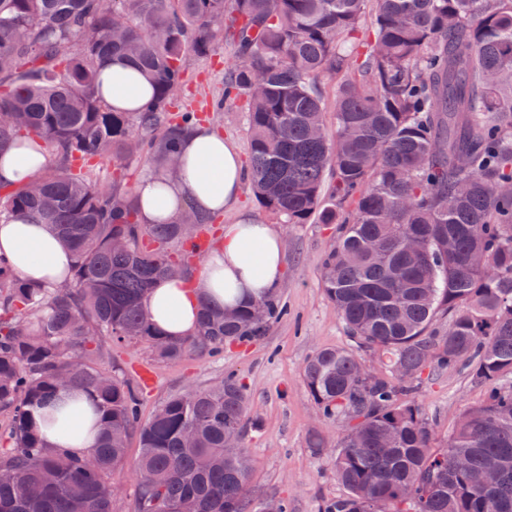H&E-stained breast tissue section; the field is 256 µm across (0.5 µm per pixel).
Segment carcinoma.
Here are the masks:
<instances>
[{
  "instance_id": "cac0c4a2",
  "label": "carcinoma",
  "mask_w": 512,
  "mask_h": 512,
  "mask_svg": "<svg viewBox=\"0 0 512 512\" xmlns=\"http://www.w3.org/2000/svg\"><path fill=\"white\" fill-rule=\"evenodd\" d=\"M223 43L214 108L247 113L255 197L282 224L336 225L322 286L353 348H317L302 369L319 414L344 423L330 455L344 493L321 512H512V0H0V153L38 138L55 158L0 185V223L45 224L74 256L51 288L0 258V512H112L133 435L134 512H261L239 378L144 421L142 387L94 361L106 341L215 356L286 315L270 297L205 306L193 335L164 337L144 302L212 249L209 217L142 224L124 166L91 177L105 157L169 170L202 121L171 111L186 51ZM114 58L152 89L139 112L96 95ZM362 352L380 365L368 377ZM458 366L486 392L441 448L415 392ZM70 389L99 417L82 456L48 449L32 416Z\"/></svg>"
}]
</instances>
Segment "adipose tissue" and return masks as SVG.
Segmentation results:
<instances>
[{
  "label": "adipose tissue",
  "mask_w": 512,
  "mask_h": 512,
  "mask_svg": "<svg viewBox=\"0 0 512 512\" xmlns=\"http://www.w3.org/2000/svg\"><path fill=\"white\" fill-rule=\"evenodd\" d=\"M99 94L114 108L135 112L150 98L148 84L126 62L107 63ZM177 176L159 172L143 177L137 188L139 219L144 224H168L186 209L203 214H232L220 246L210 253L200 273L186 280H156L146 302L151 319L169 338L193 333L202 305L234 307L272 295L283 274L279 233L250 212L240 210L244 166L235 144L205 123L197 124L182 140ZM52 155L46 146L24 142L0 157V183L18 185L44 172ZM0 256L21 278L46 284L62 283L72 265L70 250L42 224L19 218L0 224ZM53 408L38 410L46 443L72 456L93 445L97 417L88 400L69 414L64 425L49 423Z\"/></svg>",
  "instance_id": "1"
}]
</instances>
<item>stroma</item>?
Segmentation results:
<instances>
[{"instance_id":"35a3bbf8","label":"stroma","mask_w":512,"mask_h":512,"mask_svg":"<svg viewBox=\"0 0 512 512\" xmlns=\"http://www.w3.org/2000/svg\"><path fill=\"white\" fill-rule=\"evenodd\" d=\"M232 50L220 46L202 59L187 54L185 80L177 94V107H192L206 123L249 155L246 115L229 107L210 110L212 100L224 91ZM285 265L277 296L288 310L265 336L225 346L219 357L190 355L169 362L155 359L142 345L113 349L103 357V369L119 367L125 376L150 375L145 389L142 418L171 395L204 388L234 374L243 379L249 395V412L243 444L254 469L251 489L259 503L287 500L288 512H319L324 498L341 494L330 464L331 447L342 433L340 422L321 417L302 379V367L313 350L323 346H349L350 340L336 309L321 283V263L335 241L332 224L281 226ZM485 387L465 371H442L426 378L416 399L433 420L438 444H446L460 414L478 405ZM321 434L327 448H310L312 434Z\"/></svg>"}]
</instances>
